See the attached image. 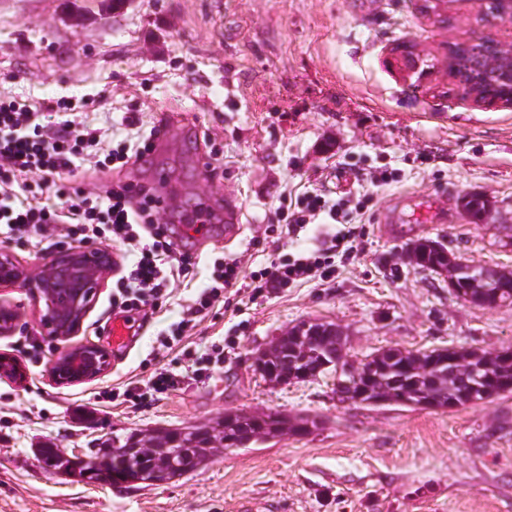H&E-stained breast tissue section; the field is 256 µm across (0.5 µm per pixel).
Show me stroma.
Wrapping results in <instances>:
<instances>
[{
	"instance_id": "obj_1",
	"label": "stroma",
	"mask_w": 512,
	"mask_h": 512,
	"mask_svg": "<svg viewBox=\"0 0 512 512\" xmlns=\"http://www.w3.org/2000/svg\"><path fill=\"white\" fill-rule=\"evenodd\" d=\"M419 0H0V93L22 100L74 98L94 127L106 116L138 113L145 127L165 122L166 143L122 171L78 174L103 190L113 180L155 185L166 178L161 216L201 198L215 213L243 212L224 238L223 222L203 240L178 239L199 255L192 278L157 308L125 314L127 348L112 345L111 287L100 290L74 346L109 355L107 370L58 384L50 365L62 344L44 335L29 290H0L18 314L0 335L23 381L0 375V512H512V392L454 409L339 403L332 381L273 385L251 369L253 354L300 320L338 325L355 360L387 347L512 346V306L484 309L457 299L442 277L400 258L419 238L442 241L474 264L512 269V248L492 226L458 205L474 192L495 201L496 221L512 224V106L486 107L452 89L448 45L470 39L476 0H453L452 26L420 14ZM413 45L418 69L391 48ZM201 128L183 134V123ZM209 156L201 169V156ZM397 170L376 188L353 163ZM321 190L338 201L370 195L362 217L370 243L333 279L216 305L182 345L156 354L182 306L210 282L214 260L249 255L286 259L315 249L317 227L298 241L269 233L284 193ZM43 341L39 362L25 347ZM224 358L212 363L213 346ZM211 378L196 381L197 363ZM169 371L179 389L123 399L130 380ZM318 417L308 435H286L216 452L182 477L153 486L100 484L44 471L41 448L83 456L113 435L208 422L227 411Z\"/></svg>"
}]
</instances>
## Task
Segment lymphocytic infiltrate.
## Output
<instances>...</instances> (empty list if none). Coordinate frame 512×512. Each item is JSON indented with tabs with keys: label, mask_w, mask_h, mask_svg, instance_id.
Wrapping results in <instances>:
<instances>
[{
	"label": "lymphocytic infiltrate",
	"mask_w": 512,
	"mask_h": 512,
	"mask_svg": "<svg viewBox=\"0 0 512 512\" xmlns=\"http://www.w3.org/2000/svg\"><path fill=\"white\" fill-rule=\"evenodd\" d=\"M121 124L127 134L115 144L102 129L71 112L66 99L32 105L0 95V244L57 233L84 242L120 241L131 260L117 280L112 306L131 312L162 303L197 259L177 249L169 226L160 220L162 204L150 189L116 183L97 193L75 185L80 172L121 169L151 150L152 133L128 116ZM278 211L284 216L280 233L285 237H297L311 224H331L335 230L325 233L315 249L251 272V297L328 279L337 260H353L365 251L362 227L340 225L339 204L328 203L320 193L304 192L281 203ZM240 269L236 261L214 262L212 286L201 289L194 304L182 309L177 335L159 337L160 347L178 345L180 331L214 308L223 290L236 285Z\"/></svg>",
	"instance_id": "f902f5d3"
}]
</instances>
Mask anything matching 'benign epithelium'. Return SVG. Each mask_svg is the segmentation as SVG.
Returning a JSON list of instances; mask_svg holds the SVG:
<instances>
[{
    "label": "benign epithelium",
    "mask_w": 512,
    "mask_h": 512,
    "mask_svg": "<svg viewBox=\"0 0 512 512\" xmlns=\"http://www.w3.org/2000/svg\"><path fill=\"white\" fill-rule=\"evenodd\" d=\"M450 76L460 86L481 87L474 100L484 106L512 105V69L498 83L470 70L466 56L450 60ZM114 260L109 249H64L47 260L38 271L19 264L7 249L0 250V288L22 284L44 305L41 323L48 335L65 343L50 371L60 383H76L100 376L108 367V355L98 346L68 344L81 329L99 288L112 274ZM17 313L0 305V334L8 333Z\"/></svg>",
    "instance_id": "7a95c632"
}]
</instances>
